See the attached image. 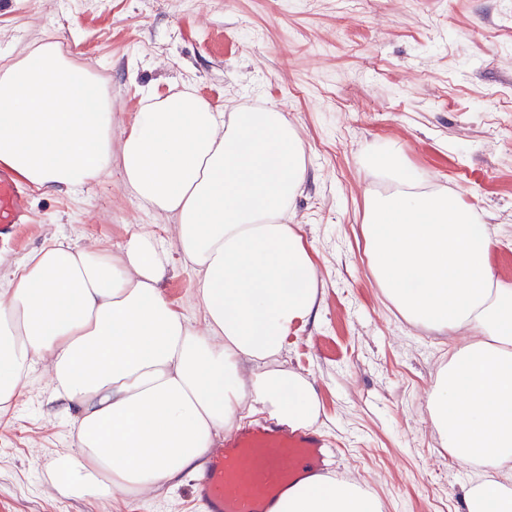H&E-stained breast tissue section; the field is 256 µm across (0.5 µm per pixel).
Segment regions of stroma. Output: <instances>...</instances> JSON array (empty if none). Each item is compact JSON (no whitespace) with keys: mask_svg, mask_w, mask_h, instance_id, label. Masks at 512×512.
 Wrapping results in <instances>:
<instances>
[{"mask_svg":"<svg viewBox=\"0 0 512 512\" xmlns=\"http://www.w3.org/2000/svg\"><path fill=\"white\" fill-rule=\"evenodd\" d=\"M46 40L103 82L117 135L143 97L186 85L218 106L287 112L307 164L291 210L323 287L317 317L295 322L277 363L310 382L315 432L382 512H463L475 470L442 448L428 408L448 338L405 322L372 278L361 161L394 142L412 167L486 211L499 234L489 266L512 283V0H0V59ZM134 224L171 237L119 169L76 194L35 188L28 223L0 234V262L24 261L50 236L115 245ZM160 287L201 324L198 277L181 258ZM50 391L36 369L0 417V512H197L188 474L106 502L56 491L49 474L72 441L66 420L47 412Z\"/></svg>","mask_w":512,"mask_h":512,"instance_id":"35a3bbf8","label":"stroma"}]
</instances>
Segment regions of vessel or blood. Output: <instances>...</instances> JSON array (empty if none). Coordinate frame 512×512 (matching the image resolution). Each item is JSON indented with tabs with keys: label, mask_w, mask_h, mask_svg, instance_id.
<instances>
[{
	"label": "vessel or blood",
	"mask_w": 512,
	"mask_h": 512,
	"mask_svg": "<svg viewBox=\"0 0 512 512\" xmlns=\"http://www.w3.org/2000/svg\"><path fill=\"white\" fill-rule=\"evenodd\" d=\"M27 193L0 170V230L24 223ZM335 453L321 435L266 418L247 424L210 448L192 479L204 512H279L297 483L341 478Z\"/></svg>",
	"instance_id": "1"
}]
</instances>
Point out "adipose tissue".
<instances>
[{
    "instance_id": "ef3b65f1",
    "label": "adipose tissue",
    "mask_w": 512,
    "mask_h": 512,
    "mask_svg": "<svg viewBox=\"0 0 512 512\" xmlns=\"http://www.w3.org/2000/svg\"><path fill=\"white\" fill-rule=\"evenodd\" d=\"M114 164L144 208L173 219V247L145 228L115 247L53 237L0 287V411L44 367L75 445L52 482L101 502L195 469L255 409L295 428L318 415L308 381L268 364L289 325L319 307L317 268L288 222L307 166L286 113L227 114L181 90L148 97L116 141L111 95L57 43L0 64L1 166L75 193ZM363 168L383 185L366 196L362 225L375 283L404 320L452 342L428 404L442 448L477 468L464 512H512V283L487 262L498 238L394 143ZM175 253L201 277L204 330L160 287ZM245 360L255 370L243 373ZM281 512L380 504L355 480L318 478L293 487Z\"/></svg>"
}]
</instances>
